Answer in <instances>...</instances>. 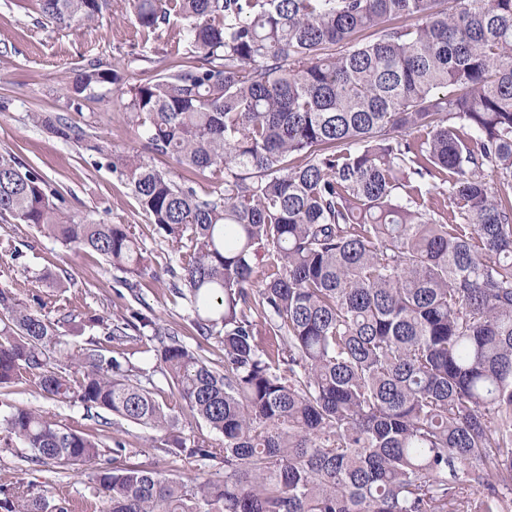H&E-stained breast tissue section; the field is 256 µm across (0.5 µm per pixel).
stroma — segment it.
<instances>
[{
    "instance_id": "obj_1",
    "label": "stroma",
    "mask_w": 512,
    "mask_h": 512,
    "mask_svg": "<svg viewBox=\"0 0 512 512\" xmlns=\"http://www.w3.org/2000/svg\"><path fill=\"white\" fill-rule=\"evenodd\" d=\"M111 17L91 25L55 31L37 24L34 14L20 0H0V98L9 102L0 108V153H14L34 167L65 198L63 208L72 214H88L104 224H132L144 249L151 253V274L140 280L136 290L124 286L125 272L107 265L92 253L75 252L42 237L26 224L0 220V239L22 243L24 261L31 272L44 268L67 271L73 281L66 295L74 306L96 313L152 311L163 321L178 324L184 343L215 365H223L224 353L217 338L197 336L182 302L173 300L166 286L164 268L170 247L157 233L149 216L139 207L129 186L111 169L94 165L81 146L56 138L33 126L31 112L64 114L101 143L115 150L139 149L140 141L123 117L120 93L111 90L104 97L73 104L64 94L77 65L90 59L119 64L127 82L161 72L167 66L166 53L173 33L160 29L149 41L135 37L125 15L123 0H114ZM22 405L57 416L76 430L96 426V415L80 406L43 397L33 384L12 388L0 403V415L9 406ZM101 460L111 465L110 443L119 437L127 442L132 462L166 471L170 475L220 480L224 465L174 456L151 448L146 429L123 421L104 429ZM30 451L22 445L0 447V485L23 482L50 491L56 504L68 512H101L91 468L62 469L30 462Z\"/></svg>"
}]
</instances>
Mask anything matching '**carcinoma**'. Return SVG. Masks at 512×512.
Returning a JSON list of instances; mask_svg holds the SVG:
<instances>
[{"instance_id": "obj_1", "label": "carcinoma", "mask_w": 512, "mask_h": 512, "mask_svg": "<svg viewBox=\"0 0 512 512\" xmlns=\"http://www.w3.org/2000/svg\"><path fill=\"white\" fill-rule=\"evenodd\" d=\"M56 30L110 0H30ZM145 41L175 24L162 72L126 84L89 60L66 92L116 86L126 122L173 175L31 112L98 155L178 253L169 292L224 369L152 312L74 314L0 287V388L101 409L150 447L224 462V479L98 467L105 512H512V0H127ZM208 189L200 192L197 186ZM63 195L0 153V219L140 277L132 224L64 213ZM0 254L28 273L23 252ZM264 268L254 288L258 268ZM157 341L152 368L66 347ZM159 372L172 398L139 377ZM202 420L222 441L184 432ZM92 465L99 430L10 406L0 444ZM0 512H67L0 485Z\"/></svg>"}]
</instances>
